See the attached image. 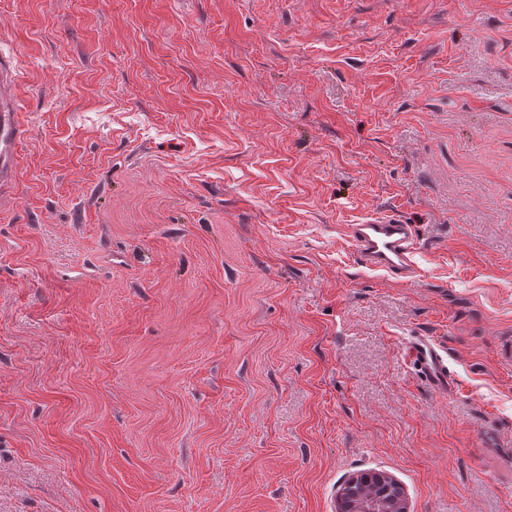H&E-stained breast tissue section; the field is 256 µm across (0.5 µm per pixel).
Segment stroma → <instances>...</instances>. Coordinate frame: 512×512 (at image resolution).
<instances>
[{"label": "stroma", "mask_w": 512, "mask_h": 512, "mask_svg": "<svg viewBox=\"0 0 512 512\" xmlns=\"http://www.w3.org/2000/svg\"><path fill=\"white\" fill-rule=\"evenodd\" d=\"M2 58L0 512H512V0H0ZM0 71V186H4L13 173L23 127L11 105L17 86V75H13L3 62H0ZM346 233L354 258L365 267L393 278L412 272L418 244L413 225L392 216H366L359 224L346 225ZM407 355L434 393L448 396L453 391V379L448 369V354L432 338L413 336L407 342ZM338 512H409L401 484L390 474L349 476L338 497Z\"/></svg>", "instance_id": "obj_1"}]
</instances>
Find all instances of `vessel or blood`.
<instances>
[{
	"label": "vessel or blood",
	"mask_w": 512,
	"mask_h": 512,
	"mask_svg": "<svg viewBox=\"0 0 512 512\" xmlns=\"http://www.w3.org/2000/svg\"><path fill=\"white\" fill-rule=\"evenodd\" d=\"M17 77L0 62V186L10 179L23 127L11 105ZM355 259L372 270L384 271L394 278L406 277L413 270L412 256L418 239L413 225L391 216H367L346 227ZM407 355L424 376L430 389L445 396L453 390L448 369V354L432 338L412 337Z\"/></svg>",
	"instance_id": "obj_1"
}]
</instances>
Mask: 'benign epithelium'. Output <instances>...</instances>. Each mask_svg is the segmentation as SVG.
Wrapping results in <instances>:
<instances>
[{
    "instance_id": "7a95c632",
    "label": "benign epithelium",
    "mask_w": 512,
    "mask_h": 512,
    "mask_svg": "<svg viewBox=\"0 0 512 512\" xmlns=\"http://www.w3.org/2000/svg\"><path fill=\"white\" fill-rule=\"evenodd\" d=\"M338 512H409L401 484L390 474L355 473L338 497Z\"/></svg>"
}]
</instances>
